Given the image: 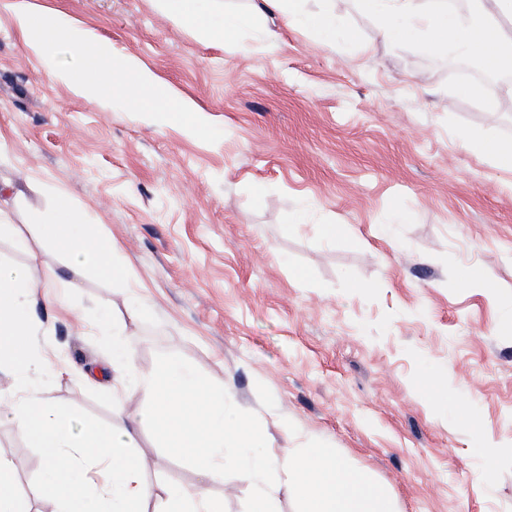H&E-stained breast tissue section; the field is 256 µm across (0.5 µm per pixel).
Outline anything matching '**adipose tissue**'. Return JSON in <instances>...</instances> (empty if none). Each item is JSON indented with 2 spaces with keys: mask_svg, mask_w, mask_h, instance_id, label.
<instances>
[{
  "mask_svg": "<svg viewBox=\"0 0 512 512\" xmlns=\"http://www.w3.org/2000/svg\"><path fill=\"white\" fill-rule=\"evenodd\" d=\"M364 10L380 23V34L395 44L412 30L426 29L428 47L438 53L455 46L496 70L512 62V32L496 20L512 14V0H475L473 13L450 12L448 0H360ZM15 25L27 49L51 62L59 46H71L80 63L57 72L56 77L77 94L109 104L116 87L133 91V104L141 112L157 111L166 99V111L191 112L192 102L167 97L147 70L114 58L107 42L78 32L58 18L20 10ZM43 247L70 255L77 263L91 266L107 277H125L113 256L120 246L112 238L89 233L76 221L71 202L54 197L51 217L39 227ZM24 269L0 263V362H8L13 374L9 393L0 392V420L14 423L21 437L40 451L44 479L39 498L52 505V512H145V503L162 499L164 512H223L221 503L204 490L192 492L164 487L153 492L143 473L144 456L134 433L89 427L75 434L64 411L44 398L37 388L46 374L63 376V369L44 366L36 356L32 338L36 333L35 311L48 302Z\"/></svg>",
  "mask_w": 512,
  "mask_h": 512,
  "instance_id": "1",
  "label": "adipose tissue"
}]
</instances>
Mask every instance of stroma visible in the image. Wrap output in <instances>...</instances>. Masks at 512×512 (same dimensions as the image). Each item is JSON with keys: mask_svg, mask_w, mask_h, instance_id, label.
Wrapping results in <instances>:
<instances>
[{"mask_svg": "<svg viewBox=\"0 0 512 512\" xmlns=\"http://www.w3.org/2000/svg\"><path fill=\"white\" fill-rule=\"evenodd\" d=\"M15 2L0 0V177L22 194L0 220L38 223L66 194L130 273L109 279L47 249L32 266L0 237V261L28 266L35 285L58 275L35 342L71 374L45 377L43 396L75 426L134 427L126 411L147 400L113 383L86 313L102 302L139 374L157 352L181 354L258 414L270 454L324 440L394 512H512V458L489 479L481 448L512 441V171L458 143L469 130L512 142V78L472 76L475 60L431 54L422 31L384 43L358 0H299L340 17L330 40L261 0H209L219 19L264 13L211 39L156 0H27L197 105L191 133L188 114L104 106L50 77L22 45ZM472 265L496 296L461 284ZM445 376L453 393L422 400ZM137 430L150 485H199ZM0 457L34 495L39 451L7 422Z\"/></svg>", "mask_w": 512, "mask_h": 512, "instance_id": "35a3bbf8", "label": "stroma"}]
</instances>
